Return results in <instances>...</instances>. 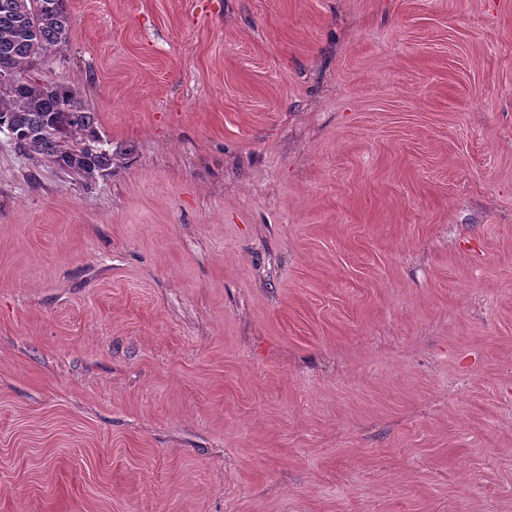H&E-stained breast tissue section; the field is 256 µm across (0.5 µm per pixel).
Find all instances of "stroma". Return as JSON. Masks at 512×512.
Listing matches in <instances>:
<instances>
[{
    "label": "stroma",
    "mask_w": 512,
    "mask_h": 512,
    "mask_svg": "<svg viewBox=\"0 0 512 512\" xmlns=\"http://www.w3.org/2000/svg\"><path fill=\"white\" fill-rule=\"evenodd\" d=\"M0 132V512H512V0H69ZM54 1L52 13L41 4ZM71 15L67 0H0V71L15 83L1 89L0 124L12 127L18 147L47 158L60 169L85 179L112 168V152L101 143L98 118L72 88L38 82L25 74L30 59L47 57L67 42ZM37 36L28 35V28Z\"/></svg>",
    "instance_id": "1"
}]
</instances>
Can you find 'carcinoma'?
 <instances>
[{
	"label": "carcinoma",
	"mask_w": 512,
	"mask_h": 512,
	"mask_svg": "<svg viewBox=\"0 0 512 512\" xmlns=\"http://www.w3.org/2000/svg\"><path fill=\"white\" fill-rule=\"evenodd\" d=\"M0 0V71L15 83L0 88V123L12 127L18 147L85 179L112 169V152L101 142L97 114L78 93L61 85L38 82L25 74V64L68 40L71 15L67 0Z\"/></svg>",
	"instance_id": "obj_1"
}]
</instances>
